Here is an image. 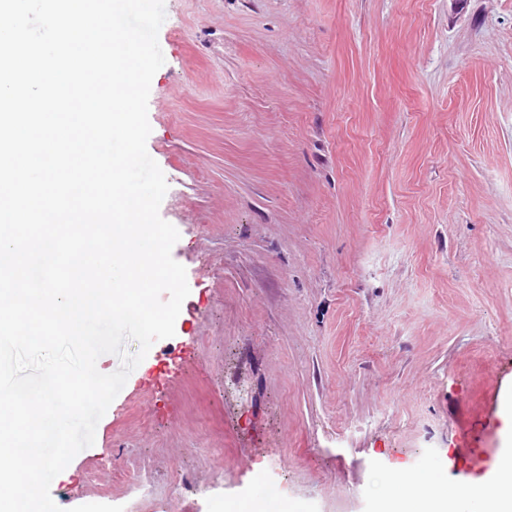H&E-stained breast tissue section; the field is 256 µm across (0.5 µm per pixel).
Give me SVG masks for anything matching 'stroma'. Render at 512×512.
<instances>
[{
	"mask_svg": "<svg viewBox=\"0 0 512 512\" xmlns=\"http://www.w3.org/2000/svg\"><path fill=\"white\" fill-rule=\"evenodd\" d=\"M165 12L146 147L195 311L54 502L380 512L392 476L482 483L512 397V0Z\"/></svg>",
	"mask_w": 512,
	"mask_h": 512,
	"instance_id": "1",
	"label": "stroma"
}]
</instances>
